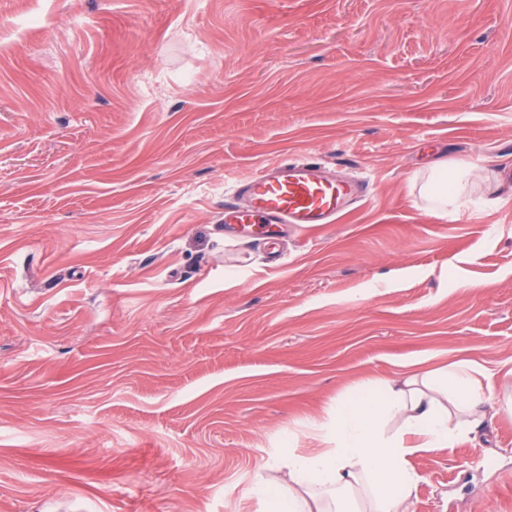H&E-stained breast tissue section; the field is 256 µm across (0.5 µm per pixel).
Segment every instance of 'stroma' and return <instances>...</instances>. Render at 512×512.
I'll return each instance as SVG.
<instances>
[{
  "label": "stroma",
  "instance_id": "obj_1",
  "mask_svg": "<svg viewBox=\"0 0 512 512\" xmlns=\"http://www.w3.org/2000/svg\"><path fill=\"white\" fill-rule=\"evenodd\" d=\"M300 158L364 200L226 229ZM447 161L496 175L454 221ZM461 357L512 361V0H0V512H255L337 396ZM411 464L512 512V416ZM482 179L483 176L474 173L471 166L439 164L428 171L421 193L425 195L431 211L435 213H447L448 206H451L452 210L459 211L471 202L470 185H476Z\"/></svg>",
  "mask_w": 512,
  "mask_h": 512
}]
</instances>
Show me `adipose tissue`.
<instances>
[{"label":"adipose tissue","mask_w":512,"mask_h":512,"mask_svg":"<svg viewBox=\"0 0 512 512\" xmlns=\"http://www.w3.org/2000/svg\"><path fill=\"white\" fill-rule=\"evenodd\" d=\"M480 174L439 164L421 188L431 211L461 210ZM480 363L464 358L430 372L363 384L337 398L326 421L313 424L319 449L290 444L280 454L281 476L259 479V512H412L421 480L412 456L475 440L512 397L493 401L492 380H478Z\"/></svg>","instance_id":"adipose-tissue-1"}]
</instances>
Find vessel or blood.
<instances>
[{
    "mask_svg": "<svg viewBox=\"0 0 512 512\" xmlns=\"http://www.w3.org/2000/svg\"><path fill=\"white\" fill-rule=\"evenodd\" d=\"M236 201L225 203L228 224H255L260 234L273 236L280 225L312 227L335 223L360 197L356 183L326 174L305 160L266 167L242 181Z\"/></svg>",
    "mask_w": 512,
    "mask_h": 512,
    "instance_id": "1",
    "label": "vessel or blood"
}]
</instances>
